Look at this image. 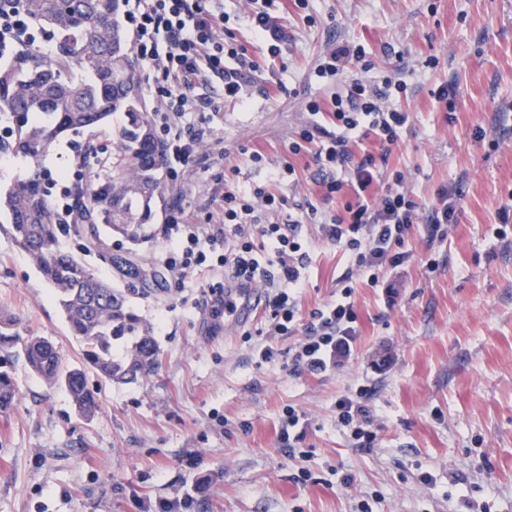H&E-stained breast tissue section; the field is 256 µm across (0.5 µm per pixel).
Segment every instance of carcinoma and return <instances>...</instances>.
<instances>
[{"label":"carcinoma","instance_id":"1","mask_svg":"<svg viewBox=\"0 0 512 512\" xmlns=\"http://www.w3.org/2000/svg\"><path fill=\"white\" fill-rule=\"evenodd\" d=\"M124 2L10 0L34 24L53 30L57 44L52 54L31 49L0 61V113L11 124L10 137L0 139V152L25 157L31 166L25 179L0 191V212L9 218V223L0 224V232L28 256L53 289L70 335L82 344L84 367H64L50 339L26 335L21 319L0 313V414L18 398V358L47 384L64 386L75 410L88 419L98 405L86 387L85 369L110 384H128L161 364L150 327L129 305L138 266L124 261L122 289L60 247L54 205L40 166L61 135L101 126L111 115L124 113L127 123L118 130L116 143L121 173L104 193L91 187L79 191L82 211L73 231L93 232V220L104 216L107 226L132 242L145 237L150 200L159 190L153 172L160 156L149 117L141 110L138 63L121 23ZM133 196L145 201L138 217L131 211ZM127 339L130 347L116 357L114 346Z\"/></svg>","mask_w":512,"mask_h":512}]
</instances>
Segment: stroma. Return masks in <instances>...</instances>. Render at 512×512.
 <instances>
[{
  "label": "stroma",
  "instance_id": "35a3bbf8",
  "mask_svg": "<svg viewBox=\"0 0 512 512\" xmlns=\"http://www.w3.org/2000/svg\"><path fill=\"white\" fill-rule=\"evenodd\" d=\"M226 41L242 45L260 69L246 102L211 113L198 161L184 184L185 213L203 224L220 217L225 191L266 185L289 204L327 200L317 167L288 144L309 121L305 104L329 100L333 88L314 73L320 55L363 44L365 79L402 80L395 104L411 122L394 146L390 169L407 173L421 207L439 188L457 187L463 209L444 239L419 221L405 244L409 258L380 272L377 285L353 277L356 342L340 368L314 376L287 358L257 363L255 345L284 353L304 336L310 313L333 299L349 267L342 246L313 239L309 278L298 293L296 331L267 337L269 310L253 325L225 331L211 314L212 284L225 272L199 268L175 284L161 264L170 188L151 202V237L134 244L98 225L101 248L60 227L64 250L97 276L123 285L114 264L127 258L157 282L131 298L161 352L160 368L132 384H109L94 371V417L77 415L68 392L16 364L19 399L0 415V512H142L196 486L189 512H512V223L498 237V212L512 202V0H308L281 10L288 41L269 59L242 15L247 0H223ZM434 67H426L428 59ZM454 81L456 112L431 94ZM113 114L99 127L59 137L43 156L49 186L75 162V147L93 145L111 162ZM484 128L487 139L473 138ZM499 139L491 147L490 139ZM261 153L253 163L252 153ZM295 181L282 178L285 161ZM237 174H230V167ZM0 309L33 336L52 340L65 366H81L82 346L61 317L52 290L27 255L0 233ZM367 387L377 442L354 447L336 428V400ZM309 426L295 444L305 459L282 451L288 408ZM430 472L433 485L420 483Z\"/></svg>",
  "mask_w": 512,
  "mask_h": 512
}]
</instances>
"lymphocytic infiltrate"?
<instances>
[{
	"instance_id": "obj_1",
	"label": "lymphocytic infiltrate",
	"mask_w": 512,
	"mask_h": 512,
	"mask_svg": "<svg viewBox=\"0 0 512 512\" xmlns=\"http://www.w3.org/2000/svg\"><path fill=\"white\" fill-rule=\"evenodd\" d=\"M217 0H126V18L137 59L147 67V94L154 101V126L167 179L182 182L189 173L199 141L206 133L207 115L220 111L225 101L244 99V74L257 62L242 46L225 41L224 14ZM40 47L30 19L0 6V52L21 46ZM363 45L335 47L315 67L317 77L336 82L330 108L308 101L310 122L290 142V154H311L321 175L325 199L351 192L353 199L335 215L308 207L299 215L286 210L284 198L259 185L223 196L222 220L216 224L184 221V198L175 194L165 228L169 245L162 262L174 279H182L202 265L227 267L232 277L264 283L271 308L269 335L292 332L297 293L309 266L307 240L299 227L317 225L322 238L341 244L352 266L368 283H378L383 269L404 264L406 236L419 217L420 206L411 197L402 171H388V146L398 142L410 114L391 105L403 82L384 78L368 83ZM360 65L354 74L352 65ZM380 141V153L357 151L367 137ZM277 213L270 224H256L269 250L258 254L245 232L248 217ZM350 274L336 281V297L310 314L304 338L288 352L293 369L323 374L349 356L355 339L357 315ZM336 427L347 430L357 447L377 441L370 412L350 396L336 401Z\"/></svg>"
}]
</instances>
